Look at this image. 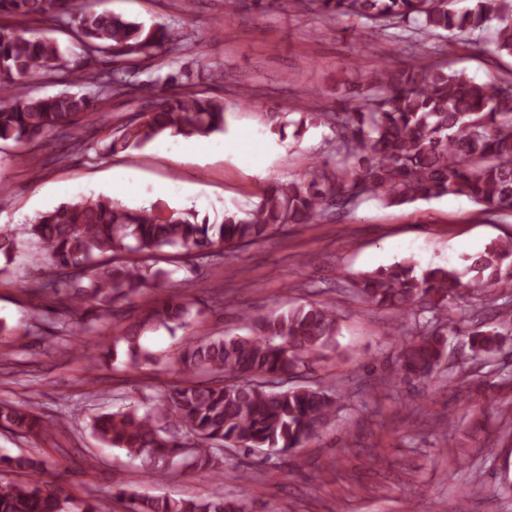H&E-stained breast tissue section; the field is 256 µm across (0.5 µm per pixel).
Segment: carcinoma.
<instances>
[{
    "label": "carcinoma",
    "mask_w": 512,
    "mask_h": 512,
    "mask_svg": "<svg viewBox=\"0 0 512 512\" xmlns=\"http://www.w3.org/2000/svg\"><path fill=\"white\" fill-rule=\"evenodd\" d=\"M278 7L301 8L350 20L371 30V37L433 45L455 38L480 54L512 57V0H471L466 9L449 0H275ZM0 141L48 146L63 141L90 155L97 144L72 134L78 116L103 109L109 98L133 93L128 73L140 59L180 41L162 24L98 12L83 0H0ZM55 20L71 36L74 50L65 56L59 44L32 25ZM110 55L123 66L111 71L92 60ZM68 73L86 88L82 95L36 97L21 86L36 77ZM346 99L334 112H305L284 121L266 113L279 130L329 125L332 148L310 160L305 174L275 181L248 209L227 210L221 221L199 217L194 209L167 216L155 207L129 208L110 197L63 203L36 215L26 234L41 244L31 262L41 273L24 288L45 299V310L63 314L56 334L87 336L105 316L121 320L120 303L145 288L161 292L133 323L117 331L112 347L83 345L86 374L102 359L125 352L139 369L151 362L141 333L164 326L182 328L193 316L192 302L164 288L169 275L155 267L156 256L174 251L186 266L199 257L214 265L238 249L258 244L290 224H317L336 209L356 210L375 200L402 206L449 195L465 196L495 216L512 213V77L476 82L449 67L414 55L411 63L386 62L362 82L342 90ZM224 98L182 87L150 101L146 111L123 119L118 135L103 145L112 154L140 148L162 134L209 137L224 130ZM20 250L16 234L0 227V275H9ZM471 277L453 269L421 272L409 260L376 269L352 282L353 299L393 315L391 336L413 334L399 345L389 382L425 380L437 373L445 354L443 329L465 326L471 359L478 362L512 354V342L486 327L483 316L496 312L512 322V308L497 304L499 290L512 292V235L491 241L472 257ZM467 295L479 302L460 310L451 323L433 326L425 312L448 311ZM245 334H209L183 338L180 361L189 370L209 374L210 382L175 384L158 391L149 407L130 406L101 413L92 435L147 469L171 480L189 470L224 475L228 452L293 455L316 435L336 411L333 385L286 384L323 358L336 334V313L326 303L304 304L271 316L244 312ZM0 429L20 435L47 436L55 426L30 403L0 402ZM0 512H112L94 499L63 497L38 477L46 461L28 455L0 456ZM116 497L128 512H248L244 496L177 499L141 497L126 488Z\"/></svg>",
    "instance_id": "1"
}]
</instances>
